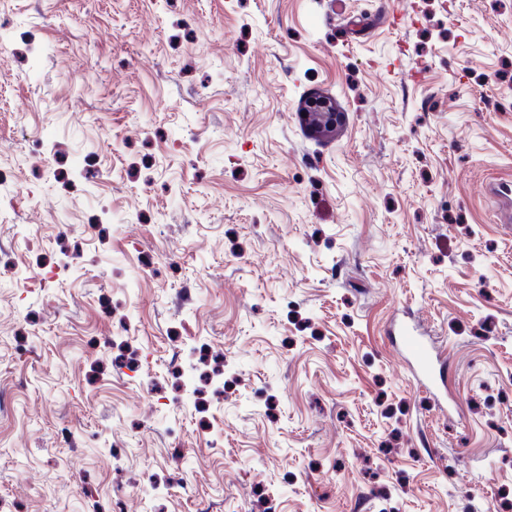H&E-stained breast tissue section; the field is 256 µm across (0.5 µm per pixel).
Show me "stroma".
Segmentation results:
<instances>
[{
	"mask_svg": "<svg viewBox=\"0 0 512 512\" xmlns=\"http://www.w3.org/2000/svg\"><path fill=\"white\" fill-rule=\"evenodd\" d=\"M498 183L512 0H0V512H512ZM310 109L313 122L321 129H334L341 122V113L336 112L330 102L325 100L314 101L311 103ZM400 336H402L403 357L416 372L418 387L430 389L434 373V357L431 346L410 328L402 329Z\"/></svg>",
	"mask_w": 512,
	"mask_h": 512,
	"instance_id": "35a3bbf8",
	"label": "stroma"
}]
</instances>
